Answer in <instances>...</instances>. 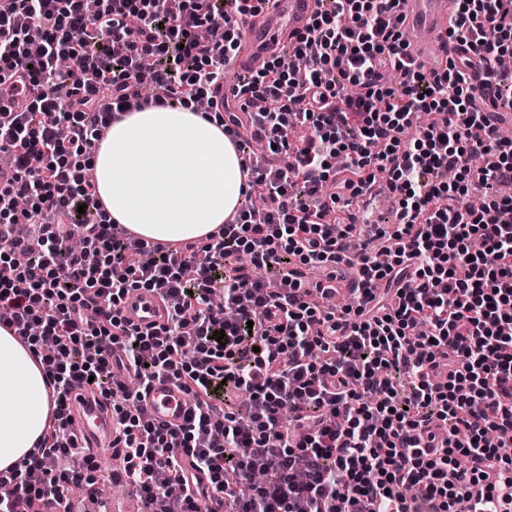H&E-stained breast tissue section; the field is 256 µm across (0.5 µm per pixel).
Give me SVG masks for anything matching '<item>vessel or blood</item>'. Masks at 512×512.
<instances>
[{
	"instance_id": "1",
	"label": "vessel or blood",
	"mask_w": 512,
	"mask_h": 512,
	"mask_svg": "<svg viewBox=\"0 0 512 512\" xmlns=\"http://www.w3.org/2000/svg\"><path fill=\"white\" fill-rule=\"evenodd\" d=\"M319 9V0H266L260 11L246 17L241 27L240 47L227 64L223 86L216 97L220 109L239 103L237 77L255 69L258 62L280 54L307 29ZM398 11L408 32L415 36L410 51L415 58L430 60L444 68L448 59L472 54L470 45L449 41L447 30L457 13L455 0H400ZM126 319L140 327L161 325L166 306L156 295L143 290L130 292L124 303ZM100 395L82 390L80 400L72 401L79 444L87 456L116 452V420L110 407L101 405ZM142 404L154 420L179 425L190 406V399L173 382L155 381L144 393Z\"/></svg>"
}]
</instances>
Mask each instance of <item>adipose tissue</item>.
I'll return each instance as SVG.
<instances>
[{"instance_id": "obj_1", "label": "adipose tissue", "mask_w": 512, "mask_h": 512, "mask_svg": "<svg viewBox=\"0 0 512 512\" xmlns=\"http://www.w3.org/2000/svg\"><path fill=\"white\" fill-rule=\"evenodd\" d=\"M90 166L108 220L156 242L206 240L245 194L235 143L192 103L128 113ZM50 405L35 357L0 329V469L32 452Z\"/></svg>"}]
</instances>
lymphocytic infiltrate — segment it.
<instances>
[{
  "label": "lymphocytic infiltrate",
  "instance_id": "lymphocytic-infiltrate-1",
  "mask_svg": "<svg viewBox=\"0 0 512 512\" xmlns=\"http://www.w3.org/2000/svg\"><path fill=\"white\" fill-rule=\"evenodd\" d=\"M320 2L291 48L306 80L271 57L239 77L241 113L213 114L243 156L248 204L201 245L104 221L88 151L133 101L212 100L255 0L0 8V86L23 100L0 113L13 173L0 189V328L20 330L53 401L37 453L0 469V512L96 494L98 461L68 465L70 395L87 384L125 397L115 479L150 512H200L211 492L224 512H472L474 500L512 512V440L486 442L512 432V141L484 110L512 112V76L495 66L512 55V0H457L448 37L481 51L476 85L467 59L416 63L397 0ZM246 122L254 138H241ZM384 172L399 208L396 230L377 231L392 238L382 254L344 213L363 199L370 223ZM477 188L480 206H464ZM344 267L351 300L322 312L307 272ZM141 289L167 305L151 330L123 315ZM162 378L193 401L180 425L143 414ZM185 456L209 492L188 490Z\"/></svg>",
  "mask_w": 512,
  "mask_h": 512
}]
</instances>
